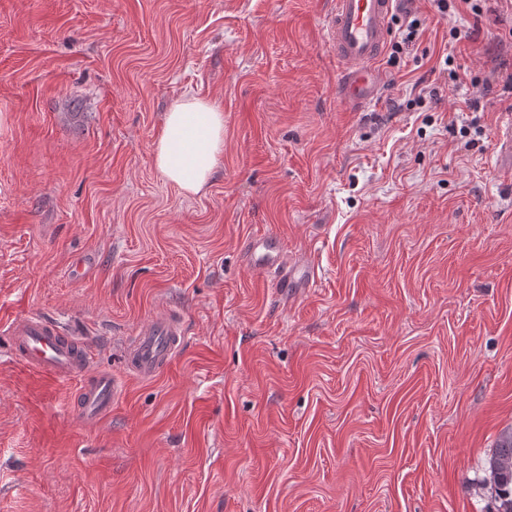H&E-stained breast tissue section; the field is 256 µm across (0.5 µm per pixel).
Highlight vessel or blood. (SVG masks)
Masks as SVG:
<instances>
[{
    "label": "vessel or blood",
    "instance_id": "vessel-or-blood-1",
    "mask_svg": "<svg viewBox=\"0 0 512 512\" xmlns=\"http://www.w3.org/2000/svg\"><path fill=\"white\" fill-rule=\"evenodd\" d=\"M327 17V42L341 66L338 98L365 106L381 81L372 68L388 39L391 21L401 0H332ZM250 268L272 276L281 290L299 280V270L285 267L278 238L271 233L249 239L244 248ZM0 340L12 360L55 380L79 381L80 402L73 414L83 422L108 415L122 398L125 386L95 365L92 345L69 335L54 322L31 313L0 325ZM182 342V331L169 317L142 324L124 348L123 366L129 376L150 380L170 365Z\"/></svg>",
    "mask_w": 512,
    "mask_h": 512
}]
</instances>
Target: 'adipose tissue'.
I'll return each instance as SVG.
<instances>
[{
  "label": "adipose tissue",
  "instance_id": "obj_1",
  "mask_svg": "<svg viewBox=\"0 0 512 512\" xmlns=\"http://www.w3.org/2000/svg\"><path fill=\"white\" fill-rule=\"evenodd\" d=\"M224 151V114L209 101L187 95L167 112L154 146L166 179L187 194L203 191Z\"/></svg>",
  "mask_w": 512,
  "mask_h": 512
}]
</instances>
